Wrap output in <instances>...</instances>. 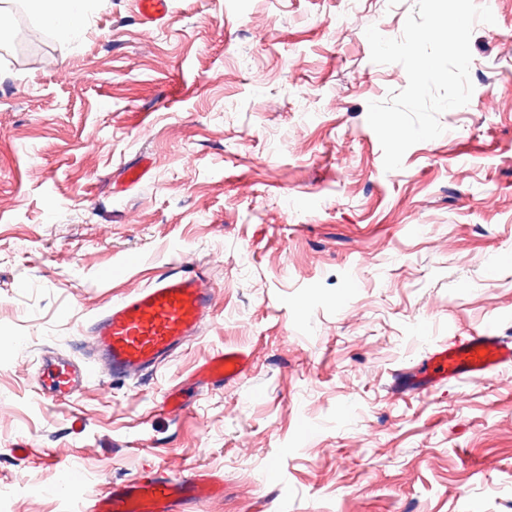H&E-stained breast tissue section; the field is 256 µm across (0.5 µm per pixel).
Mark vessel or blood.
Returning a JSON list of instances; mask_svg holds the SVG:
<instances>
[{"mask_svg": "<svg viewBox=\"0 0 512 512\" xmlns=\"http://www.w3.org/2000/svg\"><path fill=\"white\" fill-rule=\"evenodd\" d=\"M143 22H162L170 0H137ZM214 290L207 275L176 267L151 285L112 302L93 321L90 363L43 358L37 392L60 401L95 378L94 365L124 379L154 369L196 336L213 313ZM512 366V340L484 330L445 343L416 367L398 373L390 388L401 396L422 395L437 385L481 378ZM249 356L227 350L198 371L201 383L233 385L247 372ZM224 492V481L207 471L176 477L158 467L85 498L81 512H195L197 505Z\"/></svg>", "mask_w": 512, "mask_h": 512, "instance_id": "vessel-or-blood-1", "label": "vessel or blood"}]
</instances>
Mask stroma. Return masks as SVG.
I'll return each instance as SVG.
<instances>
[{
	"mask_svg": "<svg viewBox=\"0 0 512 512\" xmlns=\"http://www.w3.org/2000/svg\"><path fill=\"white\" fill-rule=\"evenodd\" d=\"M415 2L171 0L148 25L87 0L64 37L26 18L33 53L0 33V512L158 466L223 475L198 512H512V368L388 391L439 344L512 337V0L474 27L469 110L388 172L367 106L408 78L365 30L401 37ZM177 263L216 290L199 334L39 402L42 357L87 360L92 318ZM227 348L246 374L195 384Z\"/></svg>",
	"mask_w": 512,
	"mask_h": 512,
	"instance_id": "obj_1",
	"label": "stroma"
}]
</instances>
